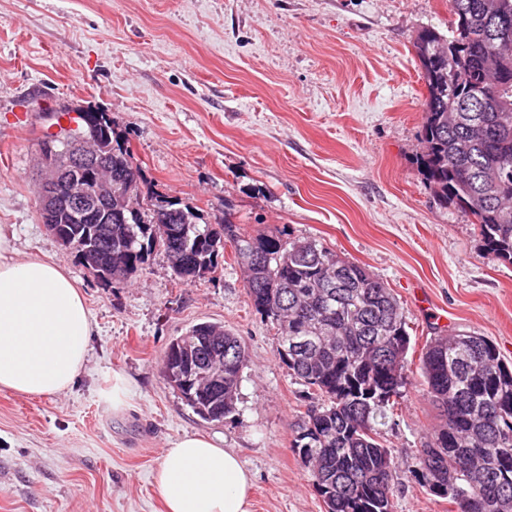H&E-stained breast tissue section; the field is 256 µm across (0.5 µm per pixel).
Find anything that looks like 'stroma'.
Returning a JSON list of instances; mask_svg holds the SVG:
<instances>
[{"instance_id": "obj_1", "label": "stroma", "mask_w": 512, "mask_h": 512, "mask_svg": "<svg viewBox=\"0 0 512 512\" xmlns=\"http://www.w3.org/2000/svg\"><path fill=\"white\" fill-rule=\"evenodd\" d=\"M450 20L448 0H0V225L13 260L53 261L78 282L94 323L71 389L0 390V512H164L154 472L186 434L241 456L251 512L326 510L293 446L314 400L281 363L232 245L192 283L159 248L105 283L42 224L41 143L69 126L64 109L86 106L110 114L146 187L199 223L315 241L391 288L411 336L381 437L394 512H457L418 472L440 424L419 357L431 337L467 332L512 362V264L485 253L473 216L440 202L418 165L426 86L413 38ZM201 322L248 348L221 422L162 373L169 342Z\"/></svg>"}]
</instances>
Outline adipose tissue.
<instances>
[{"label":"adipose tissue","mask_w":512,"mask_h":512,"mask_svg":"<svg viewBox=\"0 0 512 512\" xmlns=\"http://www.w3.org/2000/svg\"><path fill=\"white\" fill-rule=\"evenodd\" d=\"M0 233V389L29 396L70 388L84 368L92 324L74 280L55 263L16 262ZM166 512H250L253 477L207 436L165 448L154 476Z\"/></svg>","instance_id":"1"}]
</instances>
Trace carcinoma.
Masks as SVG:
<instances>
[{
	"label": "carcinoma",
	"instance_id": "cac0c4a2",
	"mask_svg": "<svg viewBox=\"0 0 512 512\" xmlns=\"http://www.w3.org/2000/svg\"><path fill=\"white\" fill-rule=\"evenodd\" d=\"M503 14L475 17L482 0H448L453 16L448 34L424 29L413 44L420 65L455 32L473 42L459 50L457 70L423 76L427 87L418 163L443 201L469 211L479 224L483 247L493 259L512 263V84L488 111L482 96L483 48L503 56L512 72V45L496 41L512 30V0H501ZM91 107L75 110L78 127L52 140L47 156L62 166L73 142L89 138L97 152L112 156V179L133 164L128 145L114 128L91 127ZM144 178L123 182L112 195V238L96 225L72 220L60 209L55 237L71 245L96 241L101 264L127 267L132 274L156 247L172 255L190 250L188 263L174 268L181 281L218 269L224 240L246 274L255 311L275 329L280 361L327 403L311 407L298 423L293 447L312 466L326 512H393L394 457L380 442L386 408L407 379L410 335L403 309L386 284L366 267L312 241L277 234L246 235L229 219L214 227L197 223L190 209L142 191ZM224 351L221 385L201 383L186 402L209 422L217 411L235 412L244 341L224 327L200 323L174 338L166 354L198 366ZM420 372L440 412L441 425L419 454L424 486L443 495L459 512H512V368L487 338L474 333L435 336L426 342Z\"/></svg>",
	"mask_w": 512,
	"mask_h": 512
}]
</instances>
